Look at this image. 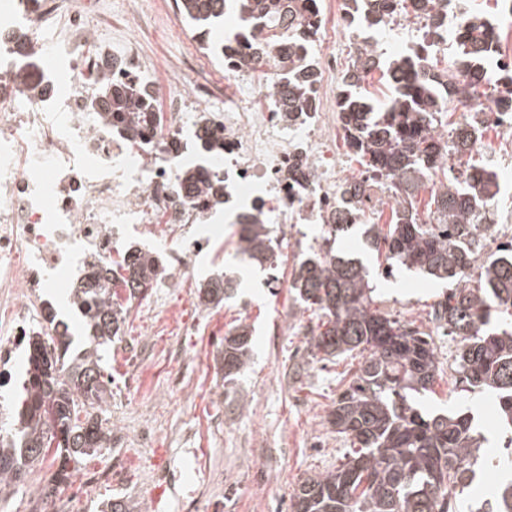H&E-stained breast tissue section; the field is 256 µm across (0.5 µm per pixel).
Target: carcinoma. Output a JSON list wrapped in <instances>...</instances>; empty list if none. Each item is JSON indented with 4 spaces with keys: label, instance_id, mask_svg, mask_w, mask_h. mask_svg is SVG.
Listing matches in <instances>:
<instances>
[{
    "label": "carcinoma",
    "instance_id": "1",
    "mask_svg": "<svg viewBox=\"0 0 512 512\" xmlns=\"http://www.w3.org/2000/svg\"><path fill=\"white\" fill-rule=\"evenodd\" d=\"M180 15L197 30L201 45L224 57V45L211 39L210 26L224 17L225 0H177ZM240 19L253 35L256 66L270 62V52L285 43H315L317 15L301 20V0H239ZM398 0H362L368 31L383 29ZM272 16L287 23L273 25ZM456 47L444 71L427 59L408 54L386 59L377 42L357 44L356 56L342 79L341 123L349 149L368 173L389 179L396 202L389 223L372 224L364 231L369 250L385 257L386 274L395 267L449 280V295L434 309L435 319L460 338L455 357L457 372L467 390L495 395L499 427L512 433V330L488 333L492 315L512 318V242L502 244L480 266L473 256L487 236L484 212L500 193L496 175L473 163L474 142L482 138L483 124L466 118L448 140L434 136L427 125L439 121V104L448 100L453 110L481 101L479 89L490 86V112L512 125V65L501 64L492 78L477 75L475 66L499 55L501 32L495 18L468 11L452 30ZM316 56L288 60L286 105L293 109L299 90H308L309 70ZM379 73L393 96L379 106L365 83ZM97 97L116 124L148 125L155 120L152 103L136 84L102 80ZM466 159L465 179L432 184L427 219L413 204L422 186L419 175L445 172L442 154ZM216 179L202 183L184 173V191L195 196L212 192ZM350 224H328L324 244L310 249L295 272L291 288L313 310L309 345L332 362L355 351L368 352L349 386L334 402L329 423L351 440L346 462L309 477L292 493L293 512H457L459 496L472 490L478 501L470 512H512V462L498 464L499 477L487 489H474L479 460H492L483 451L487 438L466 412L432 413L417 406L416 394L433 392L437 372L430 335L384 315L373 306L369 268L358 257L336 254V238ZM276 247L262 224H243L239 249L258 263L269 261ZM112 281L129 297L156 287L164 274L157 257L135 251L115 263ZM233 287L229 280L212 279L204 289V304L219 303ZM83 314L92 347L70 357L68 336L51 345L40 336L27 337L29 347L26 396L17 414V428L0 434V490L18 482L27 469L41 462L50 448L58 463L53 486L42 496L52 498L69 485L70 462L95 457L108 448L111 429L94 415L102 410L106 388L98 346L112 343L124 321L126 308L111 300L98 279L81 289L75 301ZM250 334L238 325L224 336V380L231 382L249 359Z\"/></svg>",
    "mask_w": 512,
    "mask_h": 512
}]
</instances>
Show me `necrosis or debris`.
Here are the masks:
<instances>
[{
  "label": "necrosis or debris",
  "instance_id": "obj_1",
  "mask_svg": "<svg viewBox=\"0 0 512 512\" xmlns=\"http://www.w3.org/2000/svg\"><path fill=\"white\" fill-rule=\"evenodd\" d=\"M319 0L323 52L316 82L298 111L280 102L278 66L253 68L250 43L232 42L224 75L235 92L198 80L183 86L186 63L156 69L144 56L148 28L137 17L113 18L107 0H0V352L28 336H57L50 297L75 292L101 271L119 241L153 242L156 230H178L165 247L176 287L210 255L224 233L211 223L265 225L284 240L292 224H364L381 213L384 177L361 174L367 191L347 211L340 190L348 181L336 140L345 70L337 35L359 38L356 0ZM134 80L154 91L155 125L144 140L111 125L94 97L104 77ZM207 126L223 137L217 153L200 152L190 130ZM224 181L219 197H190L184 171Z\"/></svg>",
  "mask_w": 512,
  "mask_h": 512
}]
</instances>
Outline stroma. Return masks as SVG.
Masks as SVG:
<instances>
[{"label":"stroma","mask_w":512,"mask_h":512,"mask_svg":"<svg viewBox=\"0 0 512 512\" xmlns=\"http://www.w3.org/2000/svg\"><path fill=\"white\" fill-rule=\"evenodd\" d=\"M143 2L156 18L148 55L165 64L182 58L195 32L170 10L171 0ZM215 220L224 236L214 256L196 260L192 280L132 300L126 290L117 292L128 312L105 364L110 379L102 416L112 442L77 464L62 494L70 512H102L111 499L134 505V512H292L297 485L344 460L349 444L333 431L328 414L343 389L341 373L355 372L365 356L312 359L305 336L311 312L289 287L320 225L289 229L282 255L260 267L236 258V225L220 213ZM368 267L376 307L433 338L437 381L433 393L420 397V407L470 411L482 432L494 433L491 451L501 452L505 435L492 395L455 388L458 343L433 319L448 282L404 269L388 278L376 262ZM224 275L239 282L233 296L201 305V285ZM241 323L251 330L250 357L229 387L222 370L224 336ZM53 471L51 460H44L1 491L0 512H34ZM92 471L111 472L112 478L81 488Z\"/></svg>","instance_id":"stroma-1"}]
</instances>
